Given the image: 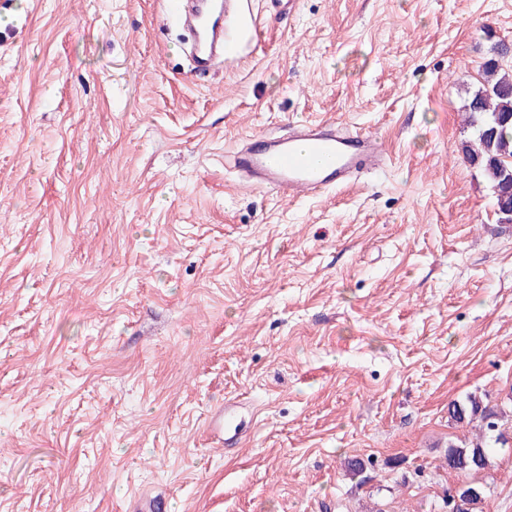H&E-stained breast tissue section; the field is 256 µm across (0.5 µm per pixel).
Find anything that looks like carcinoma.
<instances>
[{
  "label": "carcinoma",
  "instance_id": "cac0c4a2",
  "mask_svg": "<svg viewBox=\"0 0 512 512\" xmlns=\"http://www.w3.org/2000/svg\"><path fill=\"white\" fill-rule=\"evenodd\" d=\"M510 55L512 45L499 41L482 63V79L465 105L466 121L474 130V139L461 144L464 157L483 172L499 194L512 188V69L501 64ZM448 414L456 423H481V433L475 438L448 444V468L469 472L488 467V442L502 446L507 443L500 432V427L508 423L506 412L470 397L464 403H451ZM458 497L461 512H477L487 491L479 485H468Z\"/></svg>",
  "mask_w": 512,
  "mask_h": 512
}]
</instances>
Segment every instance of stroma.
Listing matches in <instances>:
<instances>
[{
  "label": "stroma",
  "mask_w": 512,
  "mask_h": 512,
  "mask_svg": "<svg viewBox=\"0 0 512 512\" xmlns=\"http://www.w3.org/2000/svg\"><path fill=\"white\" fill-rule=\"evenodd\" d=\"M253 11L265 42L190 79L163 0L0 5V512H448L465 482L512 512V446L445 463L451 401L512 409V223L460 151L512 0ZM319 119L389 168L237 184L246 137Z\"/></svg>",
  "instance_id": "1"
}]
</instances>
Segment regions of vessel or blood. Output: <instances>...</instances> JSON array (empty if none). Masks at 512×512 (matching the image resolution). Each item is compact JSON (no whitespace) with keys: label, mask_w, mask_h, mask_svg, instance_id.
Returning a JSON list of instances; mask_svg holds the SVG:
<instances>
[{"label":"vessel or blood","mask_w":512,"mask_h":512,"mask_svg":"<svg viewBox=\"0 0 512 512\" xmlns=\"http://www.w3.org/2000/svg\"><path fill=\"white\" fill-rule=\"evenodd\" d=\"M166 12L192 31L193 63L199 70L256 50L265 34L253 15L252 0H166ZM388 159L374 135L336 122L307 121L294 125L285 137L261 135L237 152L233 167L244 186L291 200L380 170Z\"/></svg>","instance_id":"vessel-or-blood-1"}]
</instances>
